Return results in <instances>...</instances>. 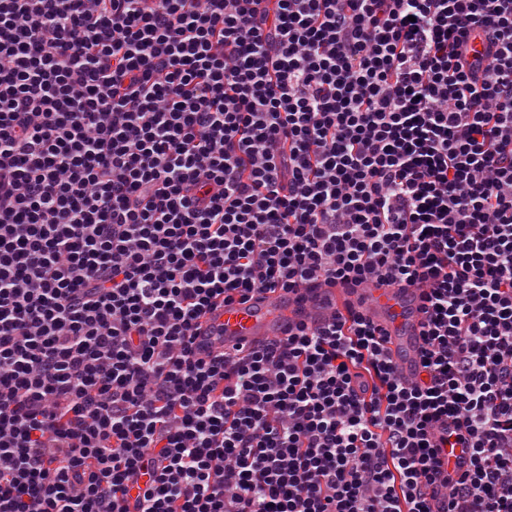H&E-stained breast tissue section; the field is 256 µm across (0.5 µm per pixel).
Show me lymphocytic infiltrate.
<instances>
[{"instance_id":"lymphocytic-infiltrate-1","label":"lymphocytic infiltrate","mask_w":512,"mask_h":512,"mask_svg":"<svg viewBox=\"0 0 512 512\" xmlns=\"http://www.w3.org/2000/svg\"><path fill=\"white\" fill-rule=\"evenodd\" d=\"M316 281L417 288L416 376L358 308L196 354L217 298ZM443 475L512 512V0H0V512H431Z\"/></svg>"}]
</instances>
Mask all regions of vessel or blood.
Listing matches in <instances>:
<instances>
[{
  "mask_svg": "<svg viewBox=\"0 0 512 512\" xmlns=\"http://www.w3.org/2000/svg\"><path fill=\"white\" fill-rule=\"evenodd\" d=\"M419 292L414 288L376 286L355 290L313 284L293 294L259 291L244 302L216 307L200 323L198 339L207 352L234 355L287 337L299 323L320 325L346 307H358L388 333L387 347L403 375L414 374L422 340Z\"/></svg>",
  "mask_w": 512,
  "mask_h": 512,
  "instance_id": "obj_1",
  "label": "vessel or blood"
}]
</instances>
